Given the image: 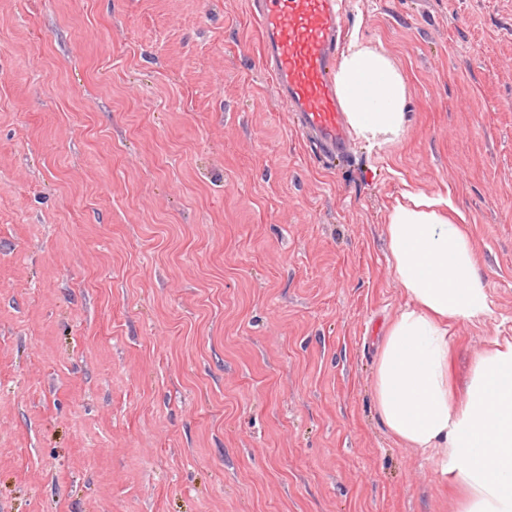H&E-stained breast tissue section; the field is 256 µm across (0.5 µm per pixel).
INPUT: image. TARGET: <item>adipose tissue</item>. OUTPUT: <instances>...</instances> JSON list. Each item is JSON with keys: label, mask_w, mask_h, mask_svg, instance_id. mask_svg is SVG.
Masks as SVG:
<instances>
[{"label": "adipose tissue", "mask_w": 512, "mask_h": 512, "mask_svg": "<svg viewBox=\"0 0 512 512\" xmlns=\"http://www.w3.org/2000/svg\"><path fill=\"white\" fill-rule=\"evenodd\" d=\"M334 80L355 137L377 148L401 141L408 85L386 50L352 40ZM451 210L449 200L410 193L389 213L392 266L408 302L381 341L375 406L394 438L448 476L460 512H512V340L490 339L466 394L455 393L449 329L494 310L472 240Z\"/></svg>", "instance_id": "obj_1"}]
</instances>
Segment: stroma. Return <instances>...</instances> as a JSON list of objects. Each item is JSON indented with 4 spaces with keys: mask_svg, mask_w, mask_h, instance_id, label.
Instances as JSON below:
<instances>
[{
    "mask_svg": "<svg viewBox=\"0 0 512 512\" xmlns=\"http://www.w3.org/2000/svg\"><path fill=\"white\" fill-rule=\"evenodd\" d=\"M406 133L317 153L250 0H0V512H459L374 402L405 191L512 336V0H340Z\"/></svg>",
    "mask_w": 512,
    "mask_h": 512,
    "instance_id": "35a3bbf8",
    "label": "stroma"
}]
</instances>
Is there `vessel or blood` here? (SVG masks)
<instances>
[{"mask_svg":"<svg viewBox=\"0 0 512 512\" xmlns=\"http://www.w3.org/2000/svg\"><path fill=\"white\" fill-rule=\"evenodd\" d=\"M274 92L320 150L336 152L348 134L329 68L341 17L336 0H252Z\"/></svg>","mask_w":512,"mask_h":512,"instance_id":"1","label":"vessel or blood"}]
</instances>
